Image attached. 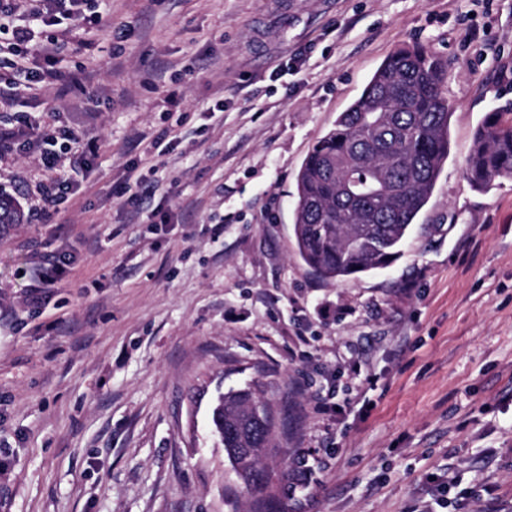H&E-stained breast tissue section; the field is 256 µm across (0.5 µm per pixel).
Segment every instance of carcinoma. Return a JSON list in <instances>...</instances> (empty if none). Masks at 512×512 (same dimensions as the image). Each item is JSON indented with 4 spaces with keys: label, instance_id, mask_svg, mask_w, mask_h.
Returning a JSON list of instances; mask_svg holds the SVG:
<instances>
[{
    "label": "carcinoma",
    "instance_id": "1",
    "mask_svg": "<svg viewBox=\"0 0 512 512\" xmlns=\"http://www.w3.org/2000/svg\"><path fill=\"white\" fill-rule=\"evenodd\" d=\"M447 77L445 60L424 46L393 52L309 151L297 176L293 236L298 255L320 278L372 274L403 256L448 159ZM467 176L482 188L512 178L511 113L487 114ZM24 221L16 201L0 194V228ZM210 423L231 466L254 474V512H281L278 485L289 473L274 477L259 466L275 426L270 404L253 385L231 389L215 398Z\"/></svg>",
    "mask_w": 512,
    "mask_h": 512
}]
</instances>
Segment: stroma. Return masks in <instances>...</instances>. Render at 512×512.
Masks as SVG:
<instances>
[{
    "mask_svg": "<svg viewBox=\"0 0 512 512\" xmlns=\"http://www.w3.org/2000/svg\"><path fill=\"white\" fill-rule=\"evenodd\" d=\"M65 86L0 101L95 156L51 224L0 233V512H253L210 432L260 382L288 512H512V178L466 177L512 113V0H101ZM448 61V160L391 267L327 283L291 235L312 145L382 61ZM98 99L88 111L86 93ZM158 190L133 210L120 187ZM32 152L0 153L30 198ZM65 249L49 304L39 259Z\"/></svg>",
    "mask_w": 512,
    "mask_h": 512,
    "instance_id": "stroma-1",
    "label": "stroma"
}]
</instances>
